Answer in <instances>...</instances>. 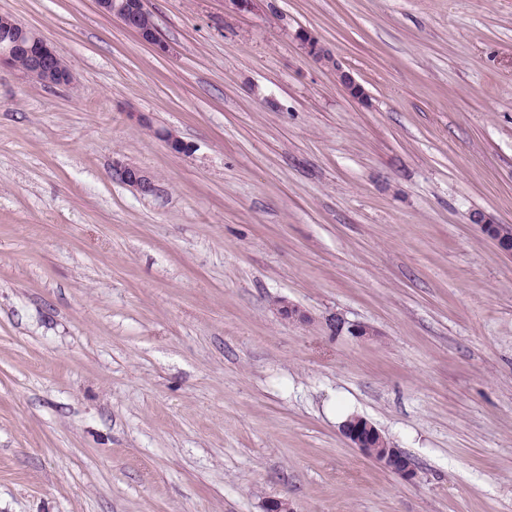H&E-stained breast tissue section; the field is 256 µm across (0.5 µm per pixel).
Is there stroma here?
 <instances>
[{"instance_id":"obj_1","label":"stroma","mask_w":512,"mask_h":512,"mask_svg":"<svg viewBox=\"0 0 512 512\" xmlns=\"http://www.w3.org/2000/svg\"><path fill=\"white\" fill-rule=\"evenodd\" d=\"M147 8L0 0L73 77L0 67V512H512V0ZM95 3L102 14L118 18L127 29L145 43L156 46L160 50H166L156 28L144 25L141 21L142 16L148 12L145 0H95ZM302 41L310 56L318 62L336 70V75L340 83L353 99L362 103L367 102L368 95L364 87L358 83L349 72L340 68L335 61L333 53L325 48L314 34L306 32V34L302 35ZM135 119L141 126L153 129L154 133L162 139L172 151L177 153H186L190 150L188 144L181 140L174 131L170 129L153 128L151 118L148 115L139 113L135 116ZM113 172L121 181L143 195L153 194L156 190L154 178L137 166L116 160L113 162ZM473 223L504 252L512 254V225L496 224L484 215H474ZM341 432L351 448H356L389 472L407 481H413L417 477V470L411 459L366 418L358 417L346 423L341 426Z\"/></svg>"}]
</instances>
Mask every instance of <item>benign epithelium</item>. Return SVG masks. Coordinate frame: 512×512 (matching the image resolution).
<instances>
[{
  "instance_id": "1",
  "label": "benign epithelium",
  "mask_w": 512,
  "mask_h": 512,
  "mask_svg": "<svg viewBox=\"0 0 512 512\" xmlns=\"http://www.w3.org/2000/svg\"><path fill=\"white\" fill-rule=\"evenodd\" d=\"M99 11L110 17L118 18L122 24L135 33L142 41L161 50L166 46L161 42L157 30L151 25L142 23V16L147 14L146 0H95ZM302 41L307 52L318 62L336 71L340 83L348 94L355 100L365 103L368 95L364 87L353 76L340 68L333 53L325 48L320 40L312 33L302 35ZM27 61L23 72L47 86H68L72 83L70 69L63 63L57 50L34 31H29L27 41L17 42L14 45L0 49V65L21 67V60ZM136 121L149 129L162 139L174 152L186 153L189 146L170 129L153 128L151 118L139 113L135 115ZM113 172L128 186L143 195L155 192L154 178L143 169L132 164L116 160L113 162ZM473 223L490 239L494 240L503 251L512 254V225L496 224L489 218L478 214L473 217ZM280 314L288 319L307 321V315L298 306L280 300L277 303ZM331 331L340 333L347 331L356 338L374 335L367 326L361 324H346V321L336 316L328 319ZM341 432L350 447L359 450L364 456L374 460L389 472L404 480L412 481L417 477V470L411 459L392 442L369 420L359 417L343 426Z\"/></svg>"
}]
</instances>
